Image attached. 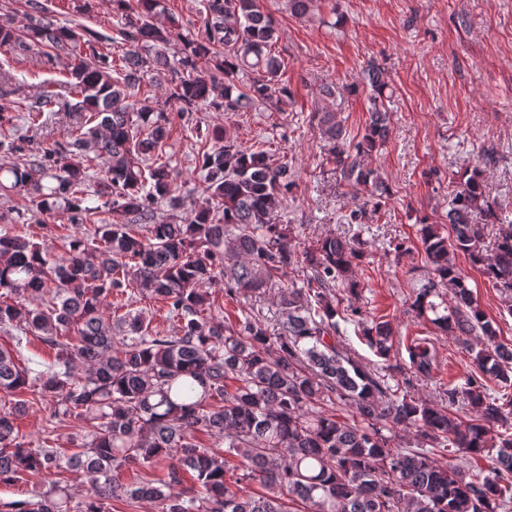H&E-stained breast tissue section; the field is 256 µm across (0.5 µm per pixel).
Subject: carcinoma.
I'll return each instance as SVG.
<instances>
[{"mask_svg":"<svg viewBox=\"0 0 512 512\" xmlns=\"http://www.w3.org/2000/svg\"><path fill=\"white\" fill-rule=\"evenodd\" d=\"M24 7L38 18L25 34L1 21L0 48H37L56 68L80 33L59 25L40 0H24ZM160 8L161 0H137L118 30L121 57L95 48L93 60L66 72L78 97L62 104L75 113L71 140L27 165L0 164V179L31 195L41 211L62 200L71 223L94 225L90 239H64L61 262L27 233L0 235V326L31 333L55 351L54 362L38 370L25 362L21 335L0 344V399H8L0 402V483L24 474L49 478L31 498L0 507L111 512L112 499L126 497L149 501L156 512H512V396L492 398L488 387L493 381L512 387V345L499 341L457 264L458 255L467 257L512 299V220L490 200L483 171L474 168L452 192L451 232L439 224L420 228L432 278L416 291L412 308L421 318L433 313L431 323L464 344L479 339V348H470L478 374L448 387V407L439 408L388 384L385 361L396 342L389 321L368 320L350 304L343 317L384 360L380 367L341 340L338 306L358 293L353 261L360 250L356 240L338 237L296 248L278 220L296 187L287 164L214 127L206 134L213 145L200 147L206 205L180 222H154L158 203L185 206L161 160L169 112L183 116L200 105L238 112L260 102L280 112L288 97L278 82L281 60L272 53L276 29L257 0H207L203 37L186 41L176 61L163 51L170 37L157 22ZM162 71L171 76L170 107L130 100L129 89ZM247 72L254 78L240 89L234 79ZM367 75L370 121L358 142L348 141L336 113L319 119L336 180L366 194L348 214L350 224L362 223L365 207L378 210L385 191L367 159L388 136L387 85L376 68ZM221 76L224 91L217 96ZM54 86L44 81L31 124L60 105ZM96 160L103 164L96 196L105 199L109 221L99 218V207L85 205L84 164ZM131 216L145 232L133 229ZM490 224L500 229L487 258ZM299 267L306 270L302 286L285 283L288 270ZM219 280L232 300L278 290V318L271 323L243 310L231 326L216 320L210 285ZM136 295L161 301L179 322L178 333L159 335L142 311L105 312ZM406 353L411 373L429 377L433 342L415 336ZM30 388L54 404V416L77 424L76 451L22 442L16 420L25 401L15 396ZM326 400L354 409L352 422L320 410ZM496 425L504 431L493 435ZM401 430L414 431L417 444H396ZM199 433L212 443L199 442ZM441 448L495 453L489 467L467 476L438 461ZM131 466L159 468L163 476L119 484L116 474ZM64 473L89 477L83 494L70 492ZM187 481V492L175 491ZM254 481L266 493L244 491Z\"/></svg>","mask_w":512,"mask_h":512,"instance_id":"cac0c4a2","label":"carcinoma"}]
</instances>
